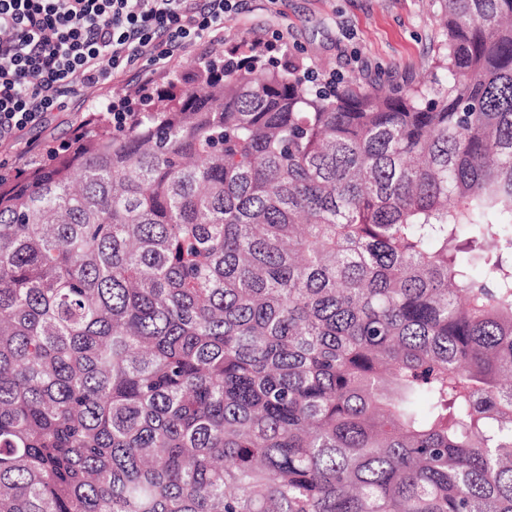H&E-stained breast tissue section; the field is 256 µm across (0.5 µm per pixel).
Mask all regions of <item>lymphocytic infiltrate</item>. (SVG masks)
<instances>
[{"mask_svg":"<svg viewBox=\"0 0 512 512\" xmlns=\"http://www.w3.org/2000/svg\"><path fill=\"white\" fill-rule=\"evenodd\" d=\"M232 0H0V148L68 93L216 37Z\"/></svg>","mask_w":512,"mask_h":512,"instance_id":"obj_1","label":"lymphocytic infiltrate"}]
</instances>
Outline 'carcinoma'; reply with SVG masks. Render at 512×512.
Wrapping results in <instances>:
<instances>
[{
	"instance_id": "1",
	"label": "carcinoma",
	"mask_w": 512,
	"mask_h": 512,
	"mask_svg": "<svg viewBox=\"0 0 512 512\" xmlns=\"http://www.w3.org/2000/svg\"><path fill=\"white\" fill-rule=\"evenodd\" d=\"M388 94L261 57L0 173V512H512V0Z\"/></svg>"
}]
</instances>
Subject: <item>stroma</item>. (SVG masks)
<instances>
[{
  "label": "stroma",
  "instance_id": "1",
  "mask_svg": "<svg viewBox=\"0 0 512 512\" xmlns=\"http://www.w3.org/2000/svg\"><path fill=\"white\" fill-rule=\"evenodd\" d=\"M436 0H241L220 36L189 49L167 68L149 65L78 96L64 99L27 129L29 151H0V171L30 162L52 163L51 148L71 142L100 101L139 90L168 87L175 77L195 79L210 59H243L256 53L278 57L271 41L283 34L290 58L342 82L360 79L381 90L404 87L431 75L444 40Z\"/></svg>",
  "mask_w": 512,
  "mask_h": 512
}]
</instances>
